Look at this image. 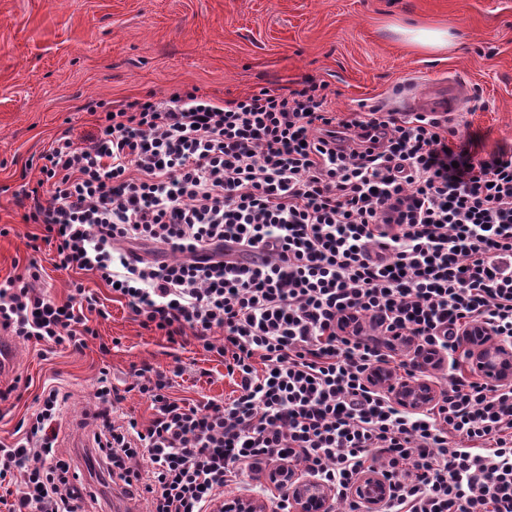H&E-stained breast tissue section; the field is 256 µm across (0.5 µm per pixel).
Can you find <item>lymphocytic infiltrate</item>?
Returning a JSON list of instances; mask_svg holds the SVG:
<instances>
[{"instance_id": "f902f5d3", "label": "lymphocytic infiltrate", "mask_w": 512, "mask_h": 512, "mask_svg": "<svg viewBox=\"0 0 512 512\" xmlns=\"http://www.w3.org/2000/svg\"><path fill=\"white\" fill-rule=\"evenodd\" d=\"M325 83L222 102L196 92L134 98L64 131L17 204L64 269L94 274L141 325L216 352L228 401L171 395L146 366L131 386L149 420L101 369L83 422L97 462L149 512H220L228 482L273 467L277 512L296 468L359 512L352 487L380 475L379 512H512V383L465 376L466 329L512 339V149L480 156L447 120L360 103L337 122ZM160 245V261L143 253ZM29 260L0 281V328L82 351L98 295L45 294ZM222 344H214L215 332ZM431 349L440 397L409 410L370 380ZM69 396L43 389L0 440L5 512H87L58 446Z\"/></svg>"}]
</instances>
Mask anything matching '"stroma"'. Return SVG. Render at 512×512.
Here are the masks:
<instances>
[{"instance_id":"35a3bbf8","label":"stroma","mask_w":512,"mask_h":512,"mask_svg":"<svg viewBox=\"0 0 512 512\" xmlns=\"http://www.w3.org/2000/svg\"><path fill=\"white\" fill-rule=\"evenodd\" d=\"M416 27L451 29L456 41L421 49L402 35ZM448 77L480 97L453 119L462 137L483 156L512 147V0H0V225L11 227L0 237V281L33 258L55 301L66 302L80 281L109 313L90 316L96 336L80 352L44 355L15 343L0 384L17 383L20 398L0 405V439L11 440L36 395L56 385L72 395L58 445L82 454L92 444L80 425L83 404L104 367L126 388L143 365L181 362L171 393L194 401L221 402L235 389L217 353L144 329L93 275L57 268L52 246L27 249L28 234L40 228L23 223L16 194L55 137L91 130L89 104L192 87L222 101L312 79L327 84L331 109L350 120L359 101L392 109L395 86ZM103 342L109 354L100 352Z\"/></svg>"}]
</instances>
